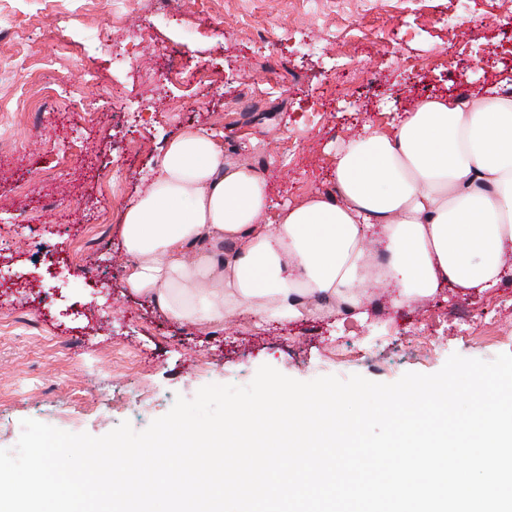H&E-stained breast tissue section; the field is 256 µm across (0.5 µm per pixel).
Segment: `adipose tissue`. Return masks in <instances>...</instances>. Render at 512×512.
<instances>
[{"instance_id":"ef3b65f1","label":"adipose tissue","mask_w":512,"mask_h":512,"mask_svg":"<svg viewBox=\"0 0 512 512\" xmlns=\"http://www.w3.org/2000/svg\"><path fill=\"white\" fill-rule=\"evenodd\" d=\"M332 174L334 193L280 204L258 170L183 128L124 209L127 288L181 324L288 323L365 317L377 286L398 304L512 276V97L419 100L338 145Z\"/></svg>"}]
</instances>
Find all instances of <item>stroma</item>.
<instances>
[{
	"mask_svg": "<svg viewBox=\"0 0 512 512\" xmlns=\"http://www.w3.org/2000/svg\"><path fill=\"white\" fill-rule=\"evenodd\" d=\"M0 0V449L21 422L103 436L134 430L210 384L269 365L311 381L393 383L452 354H512V284L367 320L289 325L248 315L182 325L125 287L121 213L165 142L202 127L260 168L275 201L332 191L330 150L416 99L512 93L501 0ZM125 50L117 61L116 47ZM49 98L43 112L28 108ZM95 101L93 113L77 101ZM496 321L503 331H477Z\"/></svg>",
	"mask_w": 512,
	"mask_h": 512,
	"instance_id": "obj_1",
	"label": "stroma"
}]
</instances>
